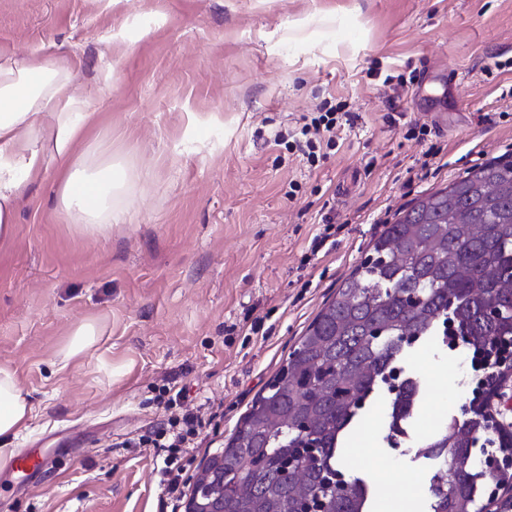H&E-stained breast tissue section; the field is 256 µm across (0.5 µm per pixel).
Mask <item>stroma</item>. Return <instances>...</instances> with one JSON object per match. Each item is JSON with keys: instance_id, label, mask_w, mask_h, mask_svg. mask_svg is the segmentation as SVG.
<instances>
[{"instance_id": "obj_1", "label": "stroma", "mask_w": 512, "mask_h": 512, "mask_svg": "<svg viewBox=\"0 0 512 512\" xmlns=\"http://www.w3.org/2000/svg\"><path fill=\"white\" fill-rule=\"evenodd\" d=\"M49 48L80 57L68 91L92 103L86 140L135 179L124 221L96 238L59 210L48 163L0 240V364L33 403L10 446L54 459L23 480L1 456L0 512H185L370 241L424 194L512 160V0H0V56ZM324 104L349 121L312 164L294 140ZM86 320L100 341L59 368ZM465 357L406 349L421 379L407 434L367 404L341 460L371 512H392L399 477L430 512L437 466L414 440L434 414L463 417L466 380L451 401L430 371ZM166 385L203 419L175 500L137 444Z\"/></svg>"}]
</instances>
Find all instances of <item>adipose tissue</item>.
<instances>
[{"label":"adipose tissue","instance_id":"obj_1","mask_svg":"<svg viewBox=\"0 0 512 512\" xmlns=\"http://www.w3.org/2000/svg\"><path fill=\"white\" fill-rule=\"evenodd\" d=\"M72 65L55 53L25 60L0 58V239L10 238L18 201L44 170L60 164L58 195L64 213L92 237H101L124 214L126 176L111 165L95 167L90 153H75L90 114L86 100L69 94ZM52 115L51 127L39 125ZM33 412L13 369L0 365V442L25 429Z\"/></svg>","mask_w":512,"mask_h":512}]
</instances>
